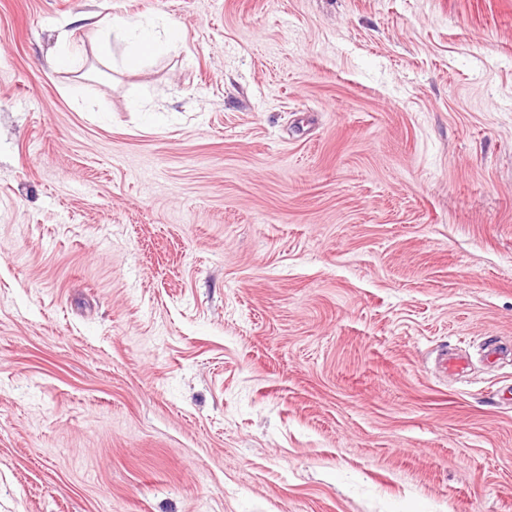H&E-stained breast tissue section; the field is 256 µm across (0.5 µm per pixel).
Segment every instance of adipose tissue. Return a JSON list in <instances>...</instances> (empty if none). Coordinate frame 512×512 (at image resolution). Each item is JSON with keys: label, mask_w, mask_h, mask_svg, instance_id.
<instances>
[{"label": "adipose tissue", "mask_w": 512, "mask_h": 512, "mask_svg": "<svg viewBox=\"0 0 512 512\" xmlns=\"http://www.w3.org/2000/svg\"><path fill=\"white\" fill-rule=\"evenodd\" d=\"M177 28V23L167 17L139 24H129L116 18L112 21L111 38L99 42L98 53L104 58L111 57L113 40L124 41L127 49L123 63L132 68L144 59L166 53L178 38Z\"/></svg>", "instance_id": "1"}]
</instances>
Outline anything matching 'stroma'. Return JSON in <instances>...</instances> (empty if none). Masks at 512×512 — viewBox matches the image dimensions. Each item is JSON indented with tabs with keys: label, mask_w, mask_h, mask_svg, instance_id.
I'll use <instances>...</instances> for the list:
<instances>
[{
	"label": "stroma",
	"mask_w": 512,
	"mask_h": 512,
	"mask_svg": "<svg viewBox=\"0 0 512 512\" xmlns=\"http://www.w3.org/2000/svg\"><path fill=\"white\" fill-rule=\"evenodd\" d=\"M489 336L512 0H0V512H512ZM178 24L167 17H157L145 23L129 24L114 18L112 35L125 42L127 49L123 64L137 67L146 58L166 53L177 40Z\"/></svg>",
	"instance_id": "35a3bbf8"
}]
</instances>
